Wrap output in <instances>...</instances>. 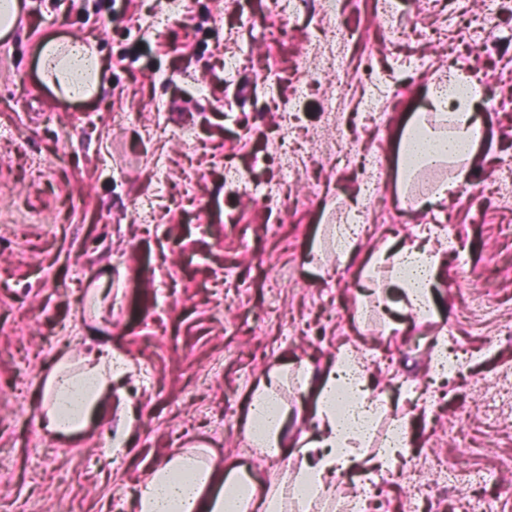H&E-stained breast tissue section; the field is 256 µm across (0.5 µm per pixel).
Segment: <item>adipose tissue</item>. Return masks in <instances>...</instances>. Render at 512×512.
Listing matches in <instances>:
<instances>
[{"mask_svg": "<svg viewBox=\"0 0 512 512\" xmlns=\"http://www.w3.org/2000/svg\"><path fill=\"white\" fill-rule=\"evenodd\" d=\"M41 74L57 93L91 98L98 90L101 65L94 43L47 39L39 47ZM484 89L466 74L451 75L431 88L427 109L407 127L399 150V184L408 188L417 173L447 160L453 177L427 199L438 206L449 193L467 185L471 159L483 137L475 116ZM376 264L390 268V283L400 288L406 310L425 315L433 303L432 288L440 255L418 242L381 252ZM122 373L111 352L84 355L80 368L69 359L55 366L44 389L43 427L54 434L83 432L101 408L102 398ZM280 374L271 371L253 391L246 436L270 460L282 461L283 476L255 486L237 475H224L192 450L174 452L150 470L137 489L132 512H318L336 494L335 479L344 474H386L410 446L409 423L393 421L385 442L372 449L382 407L370 397L369 377L353 347H341L320 382L314 412L316 431L303 434L294 453L284 447L288 411L278 388Z\"/></svg>", "mask_w": 512, "mask_h": 512, "instance_id": "adipose-tissue-1", "label": "adipose tissue"}]
</instances>
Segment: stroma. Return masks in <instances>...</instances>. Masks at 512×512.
Listing matches in <instances>:
<instances>
[{"label": "stroma", "mask_w": 512, "mask_h": 512, "mask_svg": "<svg viewBox=\"0 0 512 512\" xmlns=\"http://www.w3.org/2000/svg\"><path fill=\"white\" fill-rule=\"evenodd\" d=\"M20 2L0 38V512H127L179 449L270 483L280 463L245 434L252 391L282 373L295 444L315 427L318 375L348 344L389 400L375 442L400 416L413 437L398 477L365 476L374 512H412V478L436 482V462L457 496L505 487L496 507L512 512V0L491 16L485 0H340L274 40L270 0H185L176 14L168 0ZM73 36L100 57L101 91L86 100L40 72V43ZM229 53L241 68L225 70ZM452 70L485 90V138L469 185L427 207L452 169L402 196L396 154ZM185 130L193 142L174 141ZM351 142L383 157L380 203L367 202ZM359 206L370 231L343 262L332 228ZM422 229L441 262L435 312L418 319L370 262ZM441 336L461 367L419 395ZM107 348L130 369L102 413L71 440L31 439L58 360ZM109 432L124 447L105 446Z\"/></svg>", "instance_id": "obj_1"}]
</instances>
